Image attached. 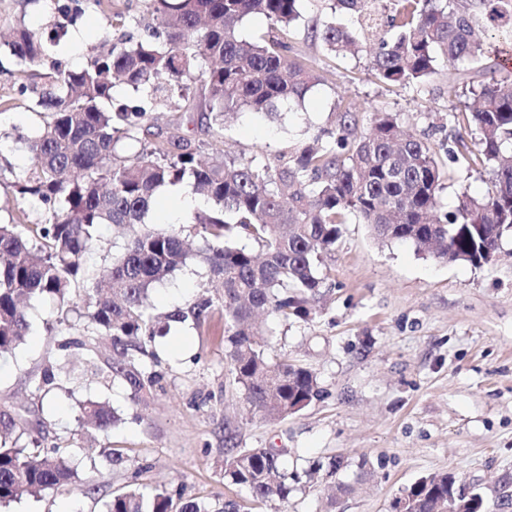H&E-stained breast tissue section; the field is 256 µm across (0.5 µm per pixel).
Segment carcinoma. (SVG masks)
Wrapping results in <instances>:
<instances>
[{"instance_id":"carcinoma-1","label":"carcinoma","mask_w":512,"mask_h":512,"mask_svg":"<svg viewBox=\"0 0 512 512\" xmlns=\"http://www.w3.org/2000/svg\"><path fill=\"white\" fill-rule=\"evenodd\" d=\"M105 0H51L48 34L14 29L9 45L34 81L20 83L39 122L31 136L19 135L33 165L16 176L20 200L43 213L26 233L20 222H0V354L24 344L29 335L25 307L49 299L54 319L47 331L75 326L70 296L83 291L84 333L60 336V354L34 381L46 395L65 391L61 363L74 350L93 351L107 339L114 356L105 362L112 380L123 382L137 401L159 385L161 375L139 358L146 343L167 335L170 323L206 325L224 309V347L235 381L247 403L270 421L305 409L322 395L308 368L273 358L255 317L263 312L282 321L308 319L332 286L325 261L336 248L341 225L354 216L384 241L409 242L418 252L449 263L481 267L512 239V76L496 75L484 58L476 27L482 18H512V0H331V10L357 18L354 34L336 16L305 28V39L321 41L335 56L355 55L362 38L375 43L371 74L388 86L424 83L441 68L455 74L448 96L454 111L477 135L478 152L464 139L448 150L453 162L490 166L495 189L485 197L467 192L452 210L441 212L438 192L447 166L413 133H402L386 113L356 132L359 118L342 99L331 128L315 141H298L280 152L278 164L255 157L225 158L215 150L203 161L182 137H154L152 108L164 101L190 107L204 101L210 125L243 111L271 114L277 104L304 99L322 76L289 42L304 0H144L155 22L145 39L104 33L87 63L74 69L60 58L61 36L90 6ZM264 17L270 32L244 39L247 19ZM143 19L115 4L112 25L138 27ZM128 98L112 110L114 88ZM189 183L210 206L189 224L198 245L182 232L145 228L98 276L85 278L81 261L99 227L146 224L158 193ZM248 239L262 254L239 243ZM198 257L220 283L222 294L202 293L183 309L161 316L151 304L154 288ZM80 417L100 430L121 421L107 402L79 404ZM225 452L232 483L253 499L285 501L302 478L324 470L336 474L342 459L315 462L303 473L285 471L272 448H240L234 436ZM80 463L63 448L29 446L0 436V505L26 492L37 496L63 487L91 492ZM457 477L430 474L403 494L407 512H433L451 493ZM464 512H487L486 494L474 490ZM103 512H240L238 503L183 499L182 489L145 492L131 486L103 503Z\"/></svg>"}]
</instances>
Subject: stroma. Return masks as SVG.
I'll list each match as a JSON object with an SVG mask.
<instances>
[{
  "label": "stroma",
  "instance_id": "1",
  "mask_svg": "<svg viewBox=\"0 0 512 512\" xmlns=\"http://www.w3.org/2000/svg\"><path fill=\"white\" fill-rule=\"evenodd\" d=\"M49 14L45 0H0V101L9 103L0 114V130L8 134L0 143V220L16 213L15 176L31 166L12 137L35 124L28 98L18 91L8 35L21 25L46 27ZM303 36L296 31L291 42L322 82L273 115L245 112L228 119L222 135L227 155L276 163L288 144L330 126L340 97L353 104L362 123L392 112L404 129L425 135L437 155L453 147L462 127L447 93V71L420 87L386 86L373 81L369 53L333 56ZM158 110L157 136L188 138L208 151L213 135L204 104L184 111L166 103ZM448 169L442 209L452 208L460 192L481 196L493 188L491 172L455 163ZM133 235L102 228L86 256L87 271L110 265ZM327 264L334 285L316 313L288 323L270 317L263 324L272 356L310 368L323 391L277 423L252 411L235 383L220 310L203 328L175 323L147 345L145 362L163 380L141 407L120 382L97 370L112 356L105 340L92 355L74 352L73 394L41 395L34 380L58 350L46 330L51 305L32 304L25 343L0 356V419L76 455L97 457L112 448L125 462L99 461L85 469L90 493L24 495L0 512H55L63 499L73 512H101L103 501L133 482L149 490L180 487L185 496L214 502L234 499L248 512H390L396 496L433 473L452 472L464 484L484 487L512 476V240L503 242L495 261L475 268L422 255L409 243L380 241L352 219ZM213 285L208 266L193 262L159 286L152 302L168 313ZM89 397L110 402L122 422L106 431L83 426L78 403ZM230 433L243 448L279 449L291 471L334 456L347 466L336 477L298 488L287 503H258L224 476Z\"/></svg>",
  "mask_w": 512,
  "mask_h": 512
}]
</instances>
